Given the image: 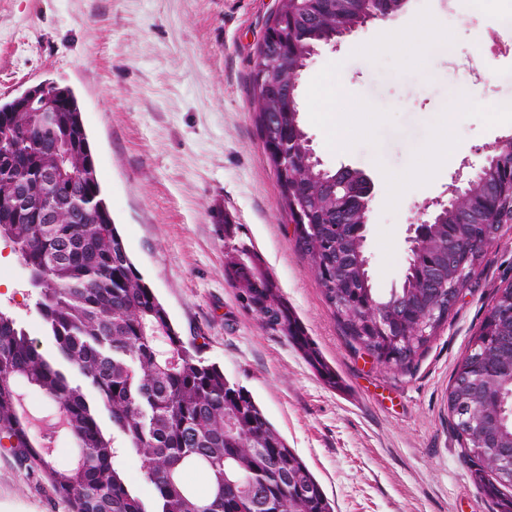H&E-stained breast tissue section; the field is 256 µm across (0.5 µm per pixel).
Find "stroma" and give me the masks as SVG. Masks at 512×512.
I'll use <instances>...</instances> for the list:
<instances>
[{
  "label": "stroma",
  "mask_w": 512,
  "mask_h": 512,
  "mask_svg": "<svg viewBox=\"0 0 512 512\" xmlns=\"http://www.w3.org/2000/svg\"><path fill=\"white\" fill-rule=\"evenodd\" d=\"M277 0H0V101L41 82L70 87L89 135L99 182L128 254L185 341L249 391L305 461L335 512H496L473 482L448 411V390L499 289L512 283V223L425 352L390 371L351 345L298 251L275 172L256 125L251 70ZM512 0L475 20L452 0H407L404 19L433 17L455 39L437 69L400 48L371 54L386 30L374 21L338 46L320 47L299 83V116L325 168L348 167L374 184L364 252L378 294L400 287L410 224L447 194L463 163H481L512 138V116L459 119L448 160L417 188L388 173L411 167L436 137L456 89L492 55L486 100L512 99ZM381 115L336 150L315 114L337 81ZM257 252L308 336L341 379L325 385L284 336L263 328L224 278V254ZM37 291L9 242L0 241V309L51 343ZM0 512H68L39 473L0 448Z\"/></svg>",
  "instance_id": "obj_1"
}]
</instances>
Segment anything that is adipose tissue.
Here are the masks:
<instances>
[{"label":"adipose tissue","instance_id":"1","mask_svg":"<svg viewBox=\"0 0 512 512\" xmlns=\"http://www.w3.org/2000/svg\"><path fill=\"white\" fill-rule=\"evenodd\" d=\"M452 36L448 31H437L431 18L403 21L390 27L387 35L372 47L379 53L403 45L420 51L426 64H435L440 54L439 47L450 46ZM484 90L483 84L459 88L448 108V117L438 137L421 150L415 164L406 172L395 174L393 180L399 186L411 187L425 183L448 158V149L455 142L456 129L463 113L474 111L475 104ZM323 106L317 114L318 120L326 127L334 147L342 149L351 139L366 132V116L370 109L365 105L350 104L343 87L326 95Z\"/></svg>","mask_w":512,"mask_h":512}]
</instances>
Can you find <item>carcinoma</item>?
I'll use <instances>...</instances> for the list:
<instances>
[{"label":"carcinoma","mask_w":512,"mask_h":512,"mask_svg":"<svg viewBox=\"0 0 512 512\" xmlns=\"http://www.w3.org/2000/svg\"><path fill=\"white\" fill-rule=\"evenodd\" d=\"M319 21L296 30L302 46L326 43L358 11L342 18L328 11L329 0L300 7ZM254 66L274 82L288 80V54L274 64L257 51ZM48 98L62 112L22 105L16 97L0 103V238L9 240L38 289L37 312L54 351L40 352L25 326L0 310V447L18 463L40 472L69 512H334L304 460L268 421L253 397L229 381L224 371L188 348L169 313L133 265L102 194L82 112L73 91L49 84ZM302 140L299 116L279 113L267 130L276 140L286 133ZM53 183H45L46 175ZM288 190L305 202L311 223L295 225V241L315 273L326 302L350 342L377 355L396 371L409 368L441 323L426 324L445 297L429 296L424 273L440 245L454 236L468 241L478 228L447 214L431 224L420 253L401 287L375 294L364 263L361 217L336 223L327 190L293 165ZM491 196L481 220L500 225L508 189L488 181L477 199ZM54 219H44V209ZM224 277L246 297L263 327L278 331L331 388L340 380L307 336L272 281L261 257L239 265L224 255ZM394 321L397 336H376L373 311ZM464 360L478 362L488 378L477 390L456 371L448 403L478 398L469 417L455 421L473 481L494 499L497 512H512V474L498 465L499 451L512 448V319L493 324L491 335ZM23 379L54 404L63 427L58 437L77 453L59 462L55 449L34 434L33 417L23 408L16 381ZM123 452L141 458L143 479L153 488L146 501L117 464ZM200 470L208 490L185 480Z\"/></svg>","instance_id":"cac0c4a2"}]
</instances>
